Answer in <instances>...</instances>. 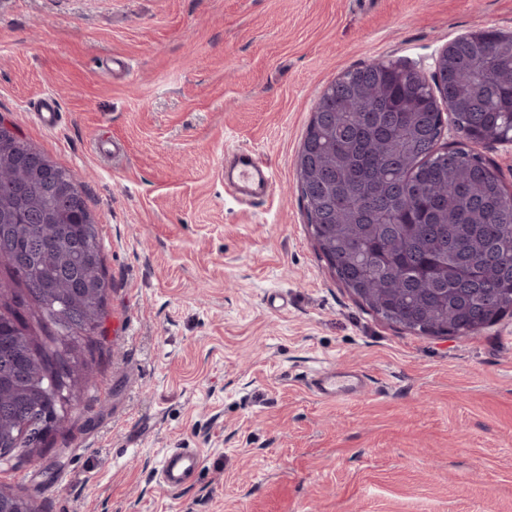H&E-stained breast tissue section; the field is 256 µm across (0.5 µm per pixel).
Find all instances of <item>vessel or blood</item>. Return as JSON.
<instances>
[{"instance_id":"b4317fda","label":"vessel or blood","mask_w":512,"mask_h":512,"mask_svg":"<svg viewBox=\"0 0 512 512\" xmlns=\"http://www.w3.org/2000/svg\"><path fill=\"white\" fill-rule=\"evenodd\" d=\"M224 179L238 201L249 205L266 199L273 190V173L266 161L252 150L232 153L224 166ZM311 390L322 400L333 401L362 393L366 379L356 370L318 369L309 381ZM202 466V457L193 448H173L161 459L160 482L170 491H179L194 482Z\"/></svg>"}]
</instances>
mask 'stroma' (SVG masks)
I'll return each instance as SVG.
<instances>
[{
	"label": "stroma",
	"mask_w": 512,
	"mask_h": 512,
	"mask_svg": "<svg viewBox=\"0 0 512 512\" xmlns=\"http://www.w3.org/2000/svg\"><path fill=\"white\" fill-rule=\"evenodd\" d=\"M479 28L512 31V0H0V117L82 185L112 279L71 432L0 485L45 512H512V317L467 336L377 317L315 247L295 166L339 74L429 78ZM236 149L273 168L252 207L224 188ZM324 365L366 391L317 398ZM170 448L202 456L178 492ZM202 466V457L194 448H172L164 453L160 482L168 491H179L194 482Z\"/></svg>",
	"instance_id": "35a3bbf8"
}]
</instances>
